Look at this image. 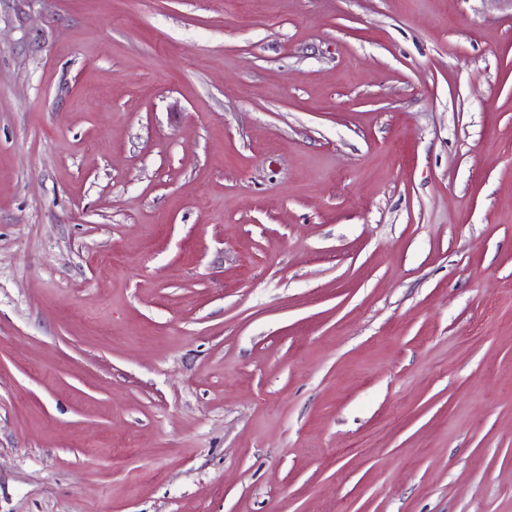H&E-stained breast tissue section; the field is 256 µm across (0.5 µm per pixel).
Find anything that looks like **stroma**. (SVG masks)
I'll list each match as a JSON object with an SVG mask.
<instances>
[{
	"label": "stroma",
	"mask_w": 512,
	"mask_h": 512,
	"mask_svg": "<svg viewBox=\"0 0 512 512\" xmlns=\"http://www.w3.org/2000/svg\"><path fill=\"white\" fill-rule=\"evenodd\" d=\"M0 512H512V5H0Z\"/></svg>",
	"instance_id": "35a3bbf8"
}]
</instances>
